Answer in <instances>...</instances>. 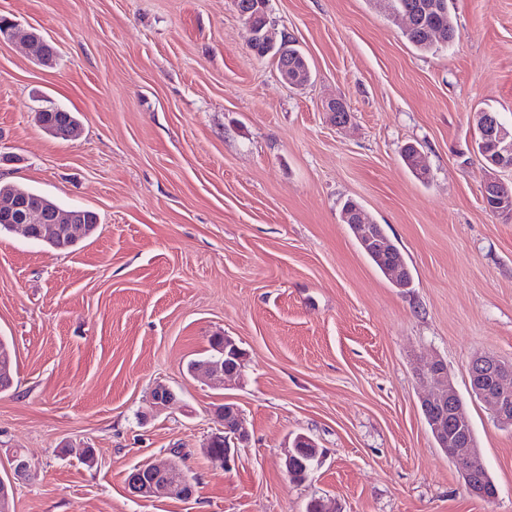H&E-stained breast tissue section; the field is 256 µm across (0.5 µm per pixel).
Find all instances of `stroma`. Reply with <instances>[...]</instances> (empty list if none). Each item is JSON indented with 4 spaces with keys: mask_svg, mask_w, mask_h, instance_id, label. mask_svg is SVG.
Masks as SVG:
<instances>
[{
    "mask_svg": "<svg viewBox=\"0 0 512 512\" xmlns=\"http://www.w3.org/2000/svg\"><path fill=\"white\" fill-rule=\"evenodd\" d=\"M312 76L255 58L234 0H0V184L95 214L68 251L0 232V476L11 512H512V429L469 387V363H512V222L485 208L476 113L512 125V0H453L455 36L420 52L388 0H269ZM36 29L57 50L26 56ZM343 98L351 122L326 109ZM73 112V141L38 124ZM419 145L427 177L401 158ZM362 204L403 253L394 287L340 212ZM246 354L222 389L186 372L208 340ZM444 361L498 496L465 490L420 397ZM169 386L177 403L153 413ZM250 434L229 468L203 448L223 402ZM320 463L284 473L295 434ZM98 462L81 464L82 449ZM178 458L188 499L129 493L142 461Z\"/></svg>",
    "mask_w": 512,
    "mask_h": 512,
    "instance_id": "35a3bbf8",
    "label": "stroma"
}]
</instances>
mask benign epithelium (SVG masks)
Listing matches in <instances>:
<instances>
[{"label": "benign epithelium", "mask_w": 512, "mask_h": 512, "mask_svg": "<svg viewBox=\"0 0 512 512\" xmlns=\"http://www.w3.org/2000/svg\"><path fill=\"white\" fill-rule=\"evenodd\" d=\"M484 140L481 149L491 148L494 153L495 169L488 170L484 187L501 183L498 171L512 168V133L505 130L498 118L490 112H479ZM12 227L27 237L42 231L44 226L68 225L69 238L82 229L87 222L83 212H61L45 209L27 200H19L10 210ZM344 220L353 223L358 240L366 247L386 252L383 240L373 236L371 223H355V214H347ZM224 356L229 358L226 364H207L197 367L192 374L202 376L213 386H224L243 375L244 362L240 347L234 339L224 337ZM423 376L434 382V387L420 401L425 421L433 436L450 459L459 469L465 490L476 497L483 496L480 483L475 480L477 469L483 467L479 448L468 433L469 419L462 411V401L450 379L444 363L440 360L430 362ZM470 390L482 399L492 412L497 423L503 428L512 429V364H507L493 355H483L472 360L469 366ZM176 400L174 392L164 384L156 385L150 393V406L156 412L170 408ZM216 416L221 423L220 431L210 437L212 441L224 442V452L212 456V459L228 466L235 458L236 449L249 440V432L244 426L242 413L231 403L224 402L217 407ZM13 479H0V512H9L10 491L13 480L29 476V462L19 455L11 459ZM127 486L132 495L142 498L193 496L195 486L192 479L181 469L175 459L164 462L146 460L136 465L127 476Z\"/></svg>", "instance_id": "1"}]
</instances>
